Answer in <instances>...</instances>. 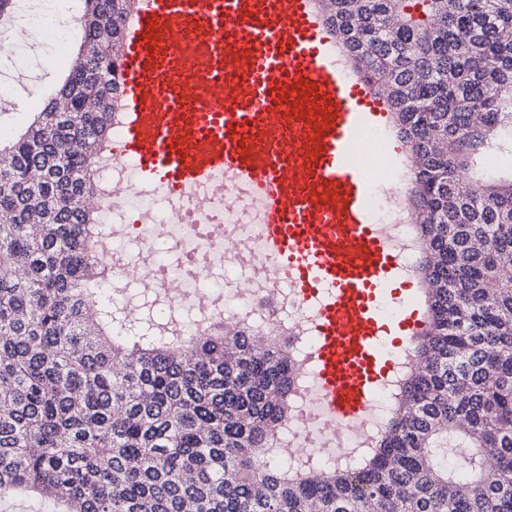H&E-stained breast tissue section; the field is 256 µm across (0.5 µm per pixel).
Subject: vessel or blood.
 I'll return each instance as SVG.
<instances>
[{"mask_svg": "<svg viewBox=\"0 0 512 512\" xmlns=\"http://www.w3.org/2000/svg\"><path fill=\"white\" fill-rule=\"evenodd\" d=\"M334 45L317 0H134L113 154L169 193L218 177L257 193L266 248L309 306L317 396L352 425L417 322L384 311L401 266L359 158L388 114Z\"/></svg>", "mask_w": 512, "mask_h": 512, "instance_id": "b4317fda", "label": "vessel or blood"}]
</instances>
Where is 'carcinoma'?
<instances>
[{
  "mask_svg": "<svg viewBox=\"0 0 512 512\" xmlns=\"http://www.w3.org/2000/svg\"><path fill=\"white\" fill-rule=\"evenodd\" d=\"M71 69L0 144V499L54 512H512V0H323L407 146L425 321L357 467L278 464L294 358L112 302L105 187L132 0H80ZM21 0H0V42ZM452 455L454 466L442 460Z\"/></svg>",
  "mask_w": 512,
  "mask_h": 512,
  "instance_id": "1",
  "label": "carcinoma"
}]
</instances>
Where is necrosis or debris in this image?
Masks as SVG:
<instances>
[{"label": "necrosis or debris", "instance_id": "necrosis-or-debris-1", "mask_svg": "<svg viewBox=\"0 0 512 512\" xmlns=\"http://www.w3.org/2000/svg\"><path fill=\"white\" fill-rule=\"evenodd\" d=\"M112 198L103 210L112 216L137 211V224L122 225L120 236H133L136 255L126 247L111 246L103 261L120 281L134 280L161 298L167 313L182 330L196 328L198 321L248 323L275 334L295 354L298 365L307 361L308 331L302 304L284 285L281 269L264 249L262 211L252 190L224 184L206 185L190 194H168L131 182L128 164L114 160L105 168ZM396 196L378 197L370 216L384 226L396 243L405 269H412L418 245L411 225L396 218ZM241 272L239 279L225 280V267ZM192 308L196 319L181 318ZM295 401L281 428L279 446L290 458L314 463L323 449L337 455L362 447L365 432L330 422L317 402L306 376H299Z\"/></svg>", "mask_w": 512, "mask_h": 512}]
</instances>
